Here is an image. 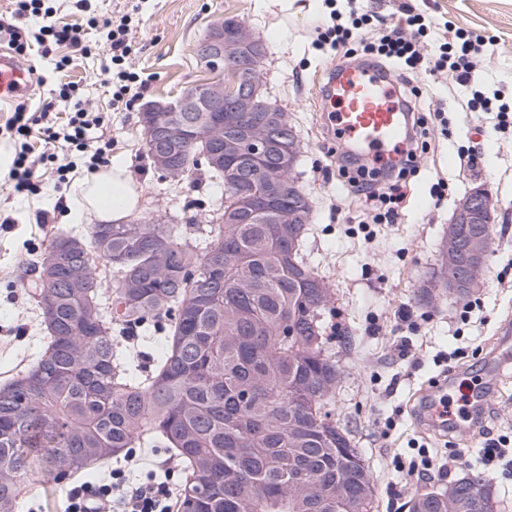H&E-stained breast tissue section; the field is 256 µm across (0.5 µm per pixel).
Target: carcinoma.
Here are the masks:
<instances>
[{"instance_id": "cac0c4a2", "label": "carcinoma", "mask_w": 512, "mask_h": 512, "mask_svg": "<svg viewBox=\"0 0 512 512\" xmlns=\"http://www.w3.org/2000/svg\"><path fill=\"white\" fill-rule=\"evenodd\" d=\"M209 150L178 144L224 188L223 222L198 225L204 247L178 224H93L88 240L59 235L41 254L32 293L44 351L0 385V512H15L35 469L55 484L84 478L144 441L180 466L176 512H372L369 470L327 409L338 370L316 332L331 288L303 257L312 208L283 221L299 199L294 166L275 167L284 191L271 199V184L243 181L234 159L199 158ZM115 325L164 335L146 375ZM495 503L472 474L414 494L410 512Z\"/></svg>"}]
</instances>
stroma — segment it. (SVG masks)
<instances>
[{"label": "stroma", "mask_w": 512, "mask_h": 512, "mask_svg": "<svg viewBox=\"0 0 512 512\" xmlns=\"http://www.w3.org/2000/svg\"><path fill=\"white\" fill-rule=\"evenodd\" d=\"M57 23L87 25L90 19L129 16L134 45L127 66L144 85L143 100L177 97L205 79L194 47L220 15L245 23L267 47L261 66L263 89L287 113L301 142L295 175L313 200L305 261L330 284L333 299L321 317L323 352L335 361L339 380L330 408L368 467L374 487L373 512H409L412 495L447 486L465 474L480 472V442L471 429L454 433L430 429L421 403L450 373L478 377L484 404L492 408L488 424L495 435L512 441V357L498 359L505 334H512V130L496 131L493 116L456 111L448 77L420 75L447 107L448 133L430 132L431 148L412 177L398 223L373 225L372 238L359 228L360 211L337 181L336 151L321 116V91L330 67L340 57L316 49L314 25L321 0H295L287 10L281 0H45ZM437 22L492 38L484 77L512 100V0H414ZM92 49L79 55L65 46L48 54H20L35 73V87L19 103L0 109V383L32 364L44 348L40 310L31 284L37 257L54 234L87 238L89 225L65 219L75 185L90 172L94 148L106 150L141 189L137 208L127 221L150 224H203L215 214L221 193L208 178L197 183L162 176L145 156L139 108L113 109L99 75L111 64L99 31L88 34ZM76 87L84 108L100 117L89 132V146L71 148L66 159H46L26 189H16L8 173L22 144L42 153L47 133L33 125L27 140L7 127L16 107L37 117L52 104L57 124L68 119L70 105L59 100L60 86ZM479 144L482 160L461 168V147ZM66 176H58L61 162ZM448 183V194L434 204L430 189ZM485 188L496 207L494 244L482 285L468 296H455L437 285L441 248L457 200L473 188ZM474 302L470 319L460 320L466 302ZM379 333H368L370 323ZM468 447L469 461L445 472L430 469L407 477L396 461L436 459L449 444ZM136 457L143 466L122 459L99 471V483L113 471L127 481L156 475L177 487L178 470L166 449L144 446ZM135 457V458H136ZM70 483L37 482L17 512H64Z\"/></svg>", "instance_id": "1"}]
</instances>
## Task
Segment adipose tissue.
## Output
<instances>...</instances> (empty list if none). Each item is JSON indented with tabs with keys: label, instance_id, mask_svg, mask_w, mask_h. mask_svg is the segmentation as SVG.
<instances>
[{
	"label": "adipose tissue",
	"instance_id": "obj_1",
	"mask_svg": "<svg viewBox=\"0 0 512 512\" xmlns=\"http://www.w3.org/2000/svg\"><path fill=\"white\" fill-rule=\"evenodd\" d=\"M139 190L123 167L112 166L81 179L74 188L68 217L71 223L119 220L135 210Z\"/></svg>",
	"mask_w": 512,
	"mask_h": 512
}]
</instances>
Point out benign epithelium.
I'll use <instances>...</instances> for the list:
<instances>
[{"mask_svg":"<svg viewBox=\"0 0 512 512\" xmlns=\"http://www.w3.org/2000/svg\"><path fill=\"white\" fill-rule=\"evenodd\" d=\"M265 54L263 42L243 22L220 16L209 25L196 46V56L212 78L198 85L192 95L151 100L142 108L147 141L152 143L153 157L164 174L174 178L188 174L183 159L165 147L178 136L213 147L208 156L215 164L222 163L226 154L246 152L250 179L265 176L272 147L282 153L284 161L295 160V129L278 106L262 97L260 72L252 66L253 59ZM226 112H252L254 117L240 125L224 120ZM493 221L485 189L474 188L457 201L441 266L442 287L448 292L463 295L481 283L488 252L469 225Z\"/></svg>","mask_w":512,"mask_h":512,"instance_id":"benign-epithelium-1","label":"benign epithelium"}]
</instances>
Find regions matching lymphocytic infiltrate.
Masks as SVG:
<instances>
[{
	"label": "lymphocytic infiltrate",
	"instance_id": "lymphocytic-infiltrate-1",
	"mask_svg": "<svg viewBox=\"0 0 512 512\" xmlns=\"http://www.w3.org/2000/svg\"><path fill=\"white\" fill-rule=\"evenodd\" d=\"M324 4L329 17L316 28L317 49L339 51L354 61L381 63L385 76L395 78L410 114L408 148L404 157L383 170L359 166L357 176L348 180L351 193L368 203L372 223L393 224L399 217L405 197L406 179L415 172L418 155L428 147L427 119L421 113L424 90L416 83L420 73H451L458 86L472 91L466 101V111H496L498 129L512 127V106L505 103L493 105L490 97L471 88L478 56L485 53L488 38L453 26L447 27L443 35H436L434 19L418 12L409 0H401L398 6L400 19L395 24L390 23L387 16L360 7L358 0H324ZM14 14L24 19L42 17L46 20L30 39L22 34L20 27H13L11 35L18 51H27L32 44L41 48L50 42L68 45L76 52H87L85 30L78 25L51 22L43 0H15ZM101 27L107 32L105 47L111 55L112 65L102 71L100 81L112 91L111 105L132 106L136 99L133 87L137 78L125 66L133 52L129 27L126 21L117 22L110 18L103 19ZM59 95L71 101L72 109L67 123L61 130L52 132L48 141L64 147L82 146L90 124L88 113L77 100L73 87H62ZM172 496L166 483L148 481L129 485L119 478L94 491L85 486L73 488L69 512H171Z\"/></svg>",
	"mask_w": 512,
	"mask_h": 512
}]
</instances>
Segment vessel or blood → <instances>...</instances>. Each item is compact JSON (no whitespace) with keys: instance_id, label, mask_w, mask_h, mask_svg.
Segmentation results:
<instances>
[{"instance_id":"1","label":"vessel or blood","mask_w":512,"mask_h":512,"mask_svg":"<svg viewBox=\"0 0 512 512\" xmlns=\"http://www.w3.org/2000/svg\"><path fill=\"white\" fill-rule=\"evenodd\" d=\"M378 64H349L332 74L322 109L344 151H371L397 160L408 135V114ZM32 72L10 51L0 52V103L30 95Z\"/></svg>"}]
</instances>
